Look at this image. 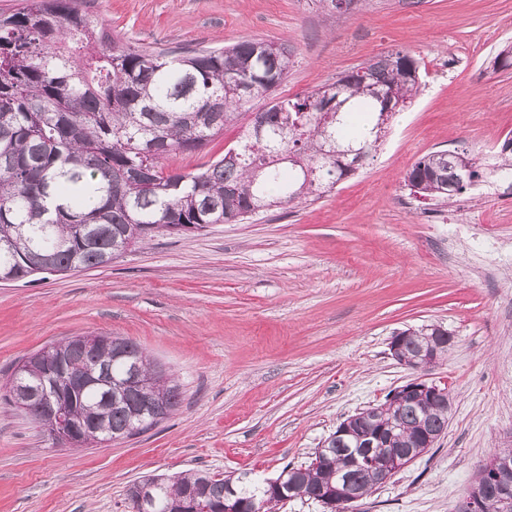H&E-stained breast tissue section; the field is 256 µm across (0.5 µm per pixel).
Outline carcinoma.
I'll return each mask as SVG.
<instances>
[{"label":"carcinoma","mask_w":512,"mask_h":512,"mask_svg":"<svg viewBox=\"0 0 512 512\" xmlns=\"http://www.w3.org/2000/svg\"><path fill=\"white\" fill-rule=\"evenodd\" d=\"M293 64L288 46L246 38L229 48L151 49L112 38L80 0H26L0 16V280L104 267L159 233L192 224H235L252 206L289 205L319 196L356 172L381 142L380 119L404 109L420 92V62L405 50L381 54L303 97H276ZM264 107L243 125L237 143L196 171L176 172L168 160L205 147L236 125L254 103ZM298 164L273 161L278 152ZM315 175L306 180V171ZM512 179V138L494 164L432 151L407 172L414 193L451 199L488 179ZM414 357L425 337L448 335L434 325L401 331ZM83 368L108 371L104 383L65 387L62 401L75 430L73 445L144 432L181 403V392L134 341L102 336ZM152 384L117 390L112 379L133 369ZM441 437L448 412L425 400L383 402L348 423L305 467H284L282 491L266 494L244 473L202 470L152 477L159 508L203 502L212 512H274L288 498L340 489L361 497L380 480L386 454L417 453L423 424ZM388 432L376 455L368 435ZM481 512H500L512 497V472L497 482L479 477Z\"/></svg>","instance_id":"obj_1"}]
</instances>
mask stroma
Instances as JSON below:
<instances>
[{
  "label": "stroma",
  "instance_id": "stroma-1",
  "mask_svg": "<svg viewBox=\"0 0 512 512\" xmlns=\"http://www.w3.org/2000/svg\"><path fill=\"white\" fill-rule=\"evenodd\" d=\"M139 46L285 44L279 96L301 97L391 50L421 63L420 94L376 154L331 192L240 224L157 235L105 267L0 282V512H130L149 475L276 477L306 465L347 417L413 378L389 343L442 326L425 370L452 397L437 444L351 512H457L476 472L512 448V195L481 183L423 200L409 168L441 149L494 156L512 137V0H83ZM140 344L179 384L178 411L144 433L75 448L5 399L19 363L71 336Z\"/></svg>",
  "mask_w": 512,
  "mask_h": 512
}]
</instances>
